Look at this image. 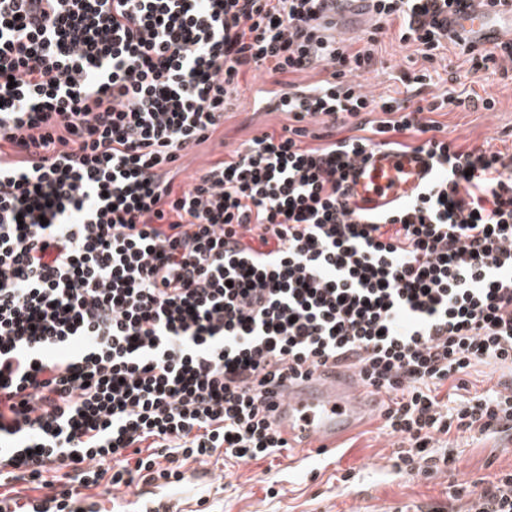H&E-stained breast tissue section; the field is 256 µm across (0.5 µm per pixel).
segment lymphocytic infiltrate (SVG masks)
<instances>
[{"mask_svg": "<svg viewBox=\"0 0 512 512\" xmlns=\"http://www.w3.org/2000/svg\"><path fill=\"white\" fill-rule=\"evenodd\" d=\"M327 0H0V512H101L99 487L161 490L221 455L279 458L270 388L325 366L384 396L402 478L447 471L463 435L512 439V156L364 93L387 24L426 62L470 0H372L365 37ZM328 77L298 94L293 74ZM286 113L176 188L249 71ZM326 144L303 145L307 122ZM433 161L411 200L352 206L355 158ZM497 373L470 392L475 365ZM427 512H512V470Z\"/></svg>", "mask_w": 512, "mask_h": 512, "instance_id": "lymphocytic-infiltrate-1", "label": "lymphocytic infiltrate"}]
</instances>
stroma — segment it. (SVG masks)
<instances>
[{
    "label": "stroma",
    "mask_w": 512,
    "mask_h": 512,
    "mask_svg": "<svg viewBox=\"0 0 512 512\" xmlns=\"http://www.w3.org/2000/svg\"><path fill=\"white\" fill-rule=\"evenodd\" d=\"M397 29V24H390L382 36L380 64L361 78L365 91L377 97L406 98L403 75L427 69L431 84L425 98H439L451 91L462 95L461 105L449 107L438 117L447 125L449 139L463 147L486 142L492 150L512 155V72L504 74L494 66L473 70L466 55L454 46L445 51L443 59L424 65L414 46L399 43ZM272 81L263 70L240 78L233 112L208 141L184 158L180 184L189 183L202 163L230 158L253 135L278 132L288 125L285 113L254 109L257 90L271 87ZM487 96L496 100L494 112L475 105ZM378 424L377 412L366 411L356 428L339 439L338 449L324 456L304 459L293 452L273 466L263 461L244 464L215 458L201 475L196 464H187L195 480L165 489L164 500L178 512H356L365 499L409 505L442 502L449 481L488 479L512 468V444L508 441L463 438L446 477L433 481L400 478L391 468L392 440L378 433ZM348 470L354 472L356 482L341 485L338 478ZM270 480L277 490L272 497L266 494Z\"/></svg>",
    "instance_id": "stroma-1"
}]
</instances>
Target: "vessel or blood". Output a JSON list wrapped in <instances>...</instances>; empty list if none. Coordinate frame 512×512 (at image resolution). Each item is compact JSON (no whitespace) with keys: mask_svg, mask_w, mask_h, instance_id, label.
Wrapping results in <instances>:
<instances>
[{"mask_svg":"<svg viewBox=\"0 0 512 512\" xmlns=\"http://www.w3.org/2000/svg\"><path fill=\"white\" fill-rule=\"evenodd\" d=\"M472 0L465 16L446 15V28L457 30L479 46L490 49L501 31L512 32V0ZM427 156L389 146L373 148L368 160L357 161L349 177L351 200L368 211L409 199L427 180ZM381 397L374 389L344 377L333 368H323L309 378L275 390L268 397L269 418L289 443L299 451L332 446L357 420L364 409L377 406Z\"/></svg>","mask_w":512,"mask_h":512,"instance_id":"b4317fda","label":"vessel or blood"}]
</instances>
